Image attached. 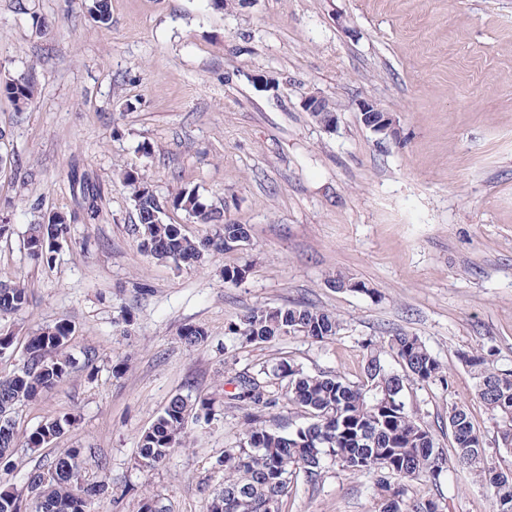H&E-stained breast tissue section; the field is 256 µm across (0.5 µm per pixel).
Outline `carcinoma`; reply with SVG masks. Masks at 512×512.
Segmentation results:
<instances>
[{"instance_id": "cac0c4a2", "label": "carcinoma", "mask_w": 512, "mask_h": 512, "mask_svg": "<svg viewBox=\"0 0 512 512\" xmlns=\"http://www.w3.org/2000/svg\"><path fill=\"white\" fill-rule=\"evenodd\" d=\"M92 19L109 26L110 0H84ZM37 95L33 80L24 75L0 82V97L17 110L31 106ZM79 181L84 198L91 201L84 219H95L92 201L96 185L85 177ZM131 190L138 223L131 226L140 250L162 262L181 265L202 263L214 252L241 246L248 239L243 224L224 220V209L204 199L194 188H184L173 197L172 206L197 224H213L215 231L201 238L185 235L181 226L164 221L163 201L148 178L136 169L122 174ZM59 221H42L27 228L26 248L35 260H49L64 237V229L77 216L56 212ZM29 302L25 280H0V318L14 315ZM324 342L335 337L340 320L332 312L305 304L278 307L256 306L228 326V335L239 345L267 344L291 331ZM73 329L57 322L35 329L23 350V362L13 372L0 375V468L12 465L15 448L24 444L40 448L63 435L70 418L47 419L21 438L13 414L18 405L38 400L70 372L68 349ZM391 356L400 366L386 362ZM476 379L475 392L496 420L498 443L512 449V371L499 370L481 354L464 358ZM448 385L447 371L417 336L397 332L367 346L363 376L350 382L340 375L309 373L281 359L257 371H242L229 380L233 390L228 403L243 412L236 446L224 449L217 464L224 470V483L208 501L207 512H281L284 499L299 476L315 483L330 461L349 473L362 472L373 479L376 512H439L433 499L414 503L406 499L405 483L419 479L435 484L447 472V459L438 451L433 434L424 422L407 411L404 383ZM292 407L301 412L300 425L286 423L274 414ZM210 422L209 402L190 394H176L138 437L136 460L152 470L183 446L188 424ZM448 432L457 448L458 465L493 489L496 512H512V474L499 470L479 447L477 432L463 406L448 412ZM81 451L70 449L45 469L30 476L35 512H90L92 492L78 482ZM0 512H28L24 500L0 491Z\"/></svg>"}]
</instances>
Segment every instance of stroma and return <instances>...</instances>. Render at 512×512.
Wrapping results in <instances>:
<instances>
[{"mask_svg":"<svg viewBox=\"0 0 512 512\" xmlns=\"http://www.w3.org/2000/svg\"><path fill=\"white\" fill-rule=\"evenodd\" d=\"M82 2L0 0V80L29 74L39 88L21 112L0 98V156L18 163L0 170V221L11 226L0 279L24 275L29 289L27 307L0 320L15 347L0 374L31 330L70 323L72 372L15 419L25 433L75 418L50 444L18 449L0 490L33 500L31 474L78 448L94 512H142L148 497L205 512L224 479L216 461L238 437L242 413L224 401L236 372L285 357L355 381L367 343L402 331L448 375L447 386L404 391L449 462L440 483L413 482L408 498L493 512L490 490L454 462L448 413L465 406L492 462L512 473L462 360L479 349L512 370V0H111L107 28ZM313 94L335 106L336 130L303 109ZM359 99L389 112L396 135L365 127ZM130 167L168 201L166 222L212 232L170 206L193 188L248 225V245L180 268L144 255L120 179ZM74 170L99 188L98 217L71 224L52 262L32 260L27 225L82 210ZM228 266L246 267L239 284L225 283ZM338 274L366 292L333 287ZM297 302L336 313V337L231 350L225 330L238 315ZM190 327L206 341L185 345ZM178 393L209 398L212 420L142 469L138 436ZM372 485L330 465L317 484L298 481L283 512H374Z\"/></svg>","mask_w":512,"mask_h":512,"instance_id":"35a3bbf8","label":"stroma"}]
</instances>
